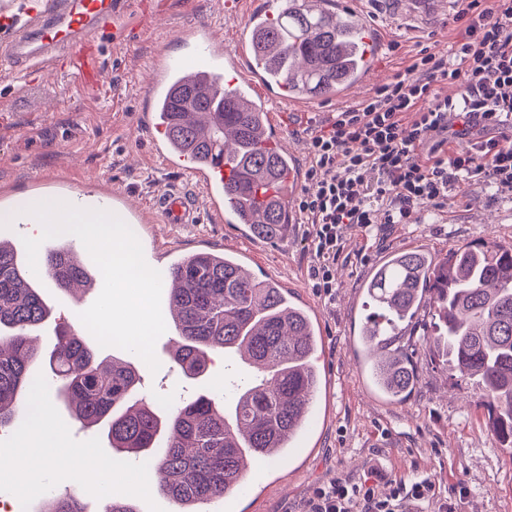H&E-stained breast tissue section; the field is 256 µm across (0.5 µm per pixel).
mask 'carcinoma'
I'll return each mask as SVG.
<instances>
[{
  "label": "carcinoma",
  "instance_id": "1",
  "mask_svg": "<svg viewBox=\"0 0 512 512\" xmlns=\"http://www.w3.org/2000/svg\"><path fill=\"white\" fill-rule=\"evenodd\" d=\"M257 57L280 73L289 88L311 97L358 81L372 61L363 29L293 8L272 19L258 39ZM306 65L296 66L299 59ZM190 103L199 114L190 116ZM166 136L171 145L206 161L234 136L238 155L225 189L238 194L242 210L258 213L252 235L277 240L287 232L271 198L288 174V161L272 144H262L258 121L237 97L220 99L194 84H177L166 102ZM58 287L94 282L75 260L49 267ZM172 292L178 336L174 362L189 378L204 374L216 352L234 349L262 372L238 388L234 419L212 398L181 401L167 415L145 403H130L140 376L133 363L103 365L77 326L66 325L44 366L60 383L65 402L85 425L106 422L116 451L139 455L154 449L159 487L177 512L224 498L243 485L246 459L272 460L288 453L275 447L303 426L306 405L322 384L317 352L322 337L307 310L293 304L279 283L260 279L228 252L202 250L176 261ZM368 313L358 345L362 370L375 391L397 401L412 390L415 375L407 353L390 348V338L430 306L429 352L453 376L472 381L480 392L486 425L501 445L512 447V247L481 242L452 249L444 257L423 250L395 252L364 284ZM51 310L30 283L16 248L0 244V426L32 398L41 371L29 336ZM39 512H83L71 498H51Z\"/></svg>",
  "mask_w": 512,
  "mask_h": 512
}]
</instances>
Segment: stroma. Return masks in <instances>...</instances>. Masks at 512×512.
I'll return each instance as SVG.
<instances>
[{"instance_id": "35a3bbf8", "label": "stroma", "mask_w": 512, "mask_h": 512, "mask_svg": "<svg viewBox=\"0 0 512 512\" xmlns=\"http://www.w3.org/2000/svg\"><path fill=\"white\" fill-rule=\"evenodd\" d=\"M225 0H134L135 7L122 26L126 41L105 44L100 57L101 85L82 83L68 70L42 80L20 78L0 81V206L9 205L16 190L39 193L41 186L63 194L90 196L102 191L125 192L144 199L170 187H187L188 176L166 169L153 156L150 140L140 129L146 104L141 90L155 59L179 51L177 36L193 22H209L233 44L237 28L256 0H240L236 15L227 14ZM383 31L385 48L376 50L373 63L383 78L405 70L421 48L444 51L450 28L447 20L431 26L409 27L380 17L372 0H359ZM306 115L289 114L287 142L306 151L309 139L321 124L343 105L333 97H314ZM418 223L400 224L393 230L375 225L351 228L344 253L336 264V300L321 304V336L328 354L321 365L333 388L323 390L315 408L331 410L333 420L310 431L311 445L288 458L261 465L248 475L245 491L236 493L232 507L215 502L208 512H296L298 506L329 477L359 479L378 469L379 485L390 480L432 477L440 495L463 485L467 497L458 512H512V451L503 448L485 427L478 391L470 382L451 376L439 359L426 350L422 337L430 317L420 312L394 348L412 355L418 383L405 399L387 401L369 384L358 362L355 337L365 313L362 284L388 253L423 249L445 255L448 249L480 241L512 245V198L492 195L479 184H464L452 191L448 208L434 212L421 207ZM157 239L141 238L144 255L155 247L170 250L172 257L200 249L235 251L240 243L235 225L201 215L199 223L158 225ZM304 234H297L294 248L281 256L276 244L252 239L250 266L257 276L299 284L309 299L317 293L308 276L310 256ZM51 318L32 336L39 352H50L62 324L74 323L83 302L58 288L50 275L35 276ZM101 359L121 358L135 363L143 379V392L160 413H169L180 401L205 394L232 409V395L224 381L240 378L248 368L232 351L217 358L206 375L186 377L171 358L173 336L164 333L156 342L161 364L150 371L134 353L100 347L85 335ZM44 396L54 408V420L67 429L73 445L94 448L112 456L105 425L86 427L57 396V385L45 383ZM125 465L142 470L139 488L122 493V500L137 512H174L171 502L157 488L158 474L149 457L125 458ZM40 493L18 500L16 512H37L52 496L76 498L86 512H104L112 497L88 487L82 480H68L53 473L38 476Z\"/></svg>"}]
</instances>
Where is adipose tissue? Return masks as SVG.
I'll return each mask as SVG.
<instances>
[{"label": "adipose tissue", "mask_w": 512, "mask_h": 512, "mask_svg": "<svg viewBox=\"0 0 512 512\" xmlns=\"http://www.w3.org/2000/svg\"><path fill=\"white\" fill-rule=\"evenodd\" d=\"M27 408L31 413L34 432L18 436L17 457L0 464V471L15 476L23 469L49 472L58 470L64 464L68 469L78 471L88 485L100 492L109 493L117 488L133 489L138 476L136 469L116 464L93 448L65 447L66 434L53 427V409L47 399L35 397Z\"/></svg>", "instance_id": "ef3b65f1"}]
</instances>
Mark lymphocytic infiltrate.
Returning <instances> with one entry per match:
<instances>
[{
  "instance_id": "1",
  "label": "lymphocytic infiltrate",
  "mask_w": 512,
  "mask_h": 512,
  "mask_svg": "<svg viewBox=\"0 0 512 512\" xmlns=\"http://www.w3.org/2000/svg\"><path fill=\"white\" fill-rule=\"evenodd\" d=\"M449 54L421 49L405 72L312 134L306 184L296 200L307 222L309 276L324 301L336 296V262L348 229L408 223L415 205L448 207L478 183L512 196V0H467L451 20ZM447 84L457 97L441 94ZM468 140L467 149L456 143ZM465 488L440 497L420 476L392 483L331 478L300 512H457Z\"/></svg>"
}]
</instances>
